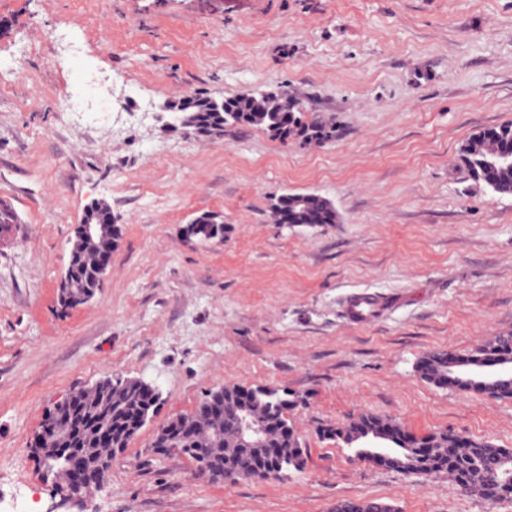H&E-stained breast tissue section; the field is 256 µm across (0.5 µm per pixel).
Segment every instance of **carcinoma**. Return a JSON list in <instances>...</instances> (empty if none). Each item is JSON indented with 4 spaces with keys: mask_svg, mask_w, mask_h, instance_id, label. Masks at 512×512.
<instances>
[{
    "mask_svg": "<svg viewBox=\"0 0 512 512\" xmlns=\"http://www.w3.org/2000/svg\"><path fill=\"white\" fill-rule=\"evenodd\" d=\"M289 101L284 93L261 92L244 95L234 101L224 102L221 112L210 111L211 104L195 97L183 102L182 111L190 112L194 118L206 122H221L225 126H259L274 137L286 142L290 139L305 141H326L335 137L336 127L308 123L303 113L286 112L284 105ZM512 148V123H505L473 134L463 145L461 157L469 173L479 172L480 180L489 188H497L500 195H512V168H494L489 172L480 171L481 162L507 148ZM280 221L290 224H334L336 211L325 197L309 193L305 206L299 210L290 205L289 197L281 198L276 206ZM96 255L87 248L74 252L72 267L77 281L88 279ZM512 358V351L498 339L464 355L472 366L493 364L503 358ZM459 355L444 349L424 354L417 362L420 377L440 388L463 389L460 375L454 366ZM146 383L116 385L112 389V415L104 416L98 422H91L86 416V407L98 400L99 391L90 389L80 392L70 409L60 421L59 433L67 434L70 440L63 445L58 436L49 439L48 447L98 448L107 449L93 436L105 431L112 437L137 433L141 423L154 412L159 395L145 391ZM239 387L224 388V397L209 399L202 405L198 417L200 426L194 431L181 430V422H168L172 449L198 463L208 458L211 465L225 467L234 473V480H251L253 474L262 469L274 470L278 474L293 468L301 470L304 465V449L292 423L288 410L299 405V397L286 388H272L256 385L249 391L245 403L251 419L266 425L267 447L280 448L283 453L270 460L259 448H238L236 440L242 427V420L236 407ZM323 440L339 441L355 449L356 455L369 459L376 452L374 440L384 442L392 451L394 459L381 466L396 469L404 467L417 475L429 476L437 473L448 475L456 486L466 492H476L486 500L495 502L512 499V466L506 459L512 457V449L501 448L488 441L462 435L444 428L436 432L417 436L403 428L396 421L372 413H363L336 427L318 429ZM205 452V457L198 452ZM387 502L380 499L366 501H341L337 508L343 512H378Z\"/></svg>",
    "mask_w": 512,
    "mask_h": 512,
    "instance_id": "1",
    "label": "carcinoma"
}]
</instances>
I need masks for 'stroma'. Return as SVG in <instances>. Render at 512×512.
Returning a JSON list of instances; mask_svg holds the SVG:
<instances>
[{
  "label": "stroma",
  "instance_id": "obj_1",
  "mask_svg": "<svg viewBox=\"0 0 512 512\" xmlns=\"http://www.w3.org/2000/svg\"><path fill=\"white\" fill-rule=\"evenodd\" d=\"M27 54H19V47ZM103 92L96 112L60 97ZM287 93L333 139L257 126L198 136L161 105ZM128 111H120V104ZM512 122V0H0V512H512L444 474L355 458L317 429L363 413L512 448V402L438 388L416 363L512 333V196L460 163L474 133ZM330 199L333 224H281L287 193ZM107 202L121 236L85 305L57 289L73 227ZM223 241L187 242L195 216ZM357 293L389 298L351 324ZM163 404L84 505L61 502L30 451L46 413L107 376ZM227 384L288 389L302 471L215 481L159 456L155 426ZM220 217V215L215 214H202L200 216L195 217L189 224H186L183 227L184 237L189 241L196 240L193 238V236L195 234V231L199 227V224H222V229L219 233L216 227H212V225H205L209 227L208 230L204 229L203 233L200 234V237L203 240H214L219 235L224 234V217L222 216V219L220 221H217V219Z\"/></svg>",
  "mask_w": 512,
  "mask_h": 512
}]
</instances>
